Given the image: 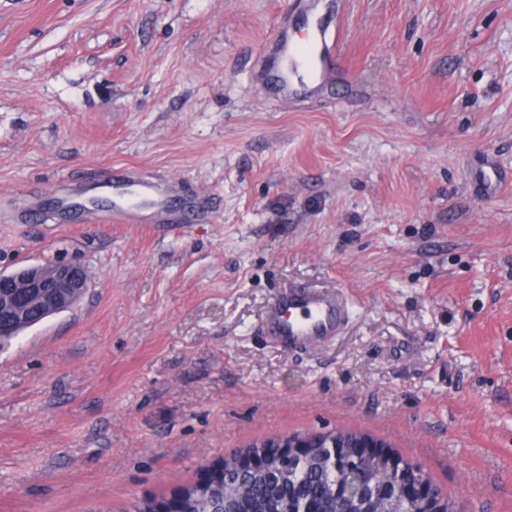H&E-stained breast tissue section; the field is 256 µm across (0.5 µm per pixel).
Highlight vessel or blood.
I'll list each match as a JSON object with an SVG mask.
<instances>
[{
	"label": "vessel or blood",
	"instance_id": "b4317fda",
	"mask_svg": "<svg viewBox=\"0 0 512 512\" xmlns=\"http://www.w3.org/2000/svg\"><path fill=\"white\" fill-rule=\"evenodd\" d=\"M332 0H304L303 38H294L287 26H279L274 41L262 46L259 58L275 55V65L263 66L261 80L284 99L302 93L317 94L331 83L340 68V40L322 27ZM177 210L195 217L193 202L178 198L172 183L147 180L128 173L112 177V219L122 224H146ZM348 318V301L340 290L299 287L288 289L266 311L263 331L284 347L310 352L339 336Z\"/></svg>",
	"mask_w": 512,
	"mask_h": 512
}]
</instances>
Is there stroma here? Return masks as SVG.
I'll return each mask as SVG.
<instances>
[{
    "label": "stroma",
    "mask_w": 512,
    "mask_h": 512,
    "mask_svg": "<svg viewBox=\"0 0 512 512\" xmlns=\"http://www.w3.org/2000/svg\"><path fill=\"white\" fill-rule=\"evenodd\" d=\"M359 85L285 102L256 50L302 0H0V272L88 288L0 347V512H131L242 446L355 430L461 512H512V0H342ZM135 167L194 224H57ZM338 288L336 341L260 332ZM347 318L339 289L289 288L266 311L263 332L290 350L310 352L339 336Z\"/></svg>",
    "instance_id": "obj_1"
}]
</instances>
